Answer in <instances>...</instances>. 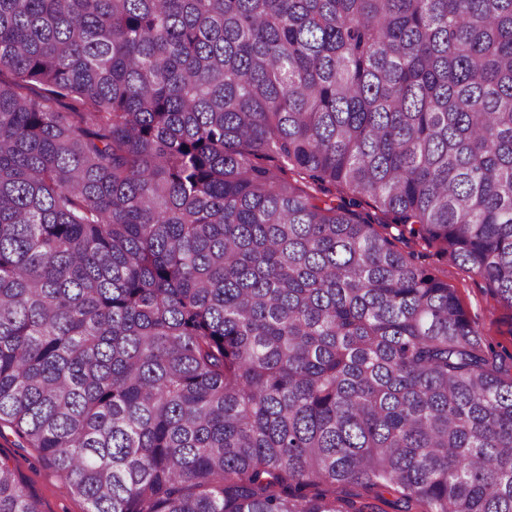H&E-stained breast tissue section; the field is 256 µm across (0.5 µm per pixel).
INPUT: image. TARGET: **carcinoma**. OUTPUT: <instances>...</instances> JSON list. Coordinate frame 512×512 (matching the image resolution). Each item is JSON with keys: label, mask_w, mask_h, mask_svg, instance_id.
Instances as JSON below:
<instances>
[{"label": "carcinoma", "mask_w": 512, "mask_h": 512, "mask_svg": "<svg viewBox=\"0 0 512 512\" xmlns=\"http://www.w3.org/2000/svg\"><path fill=\"white\" fill-rule=\"evenodd\" d=\"M422 245L512 308V0H0V424L87 512H512Z\"/></svg>", "instance_id": "cac0c4a2"}]
</instances>
